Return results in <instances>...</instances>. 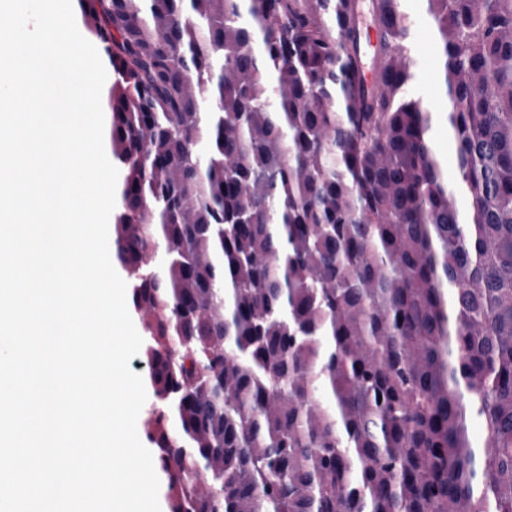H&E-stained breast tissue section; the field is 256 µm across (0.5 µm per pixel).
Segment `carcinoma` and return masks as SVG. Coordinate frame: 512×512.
Returning <instances> with one entry per match:
<instances>
[{"mask_svg":"<svg viewBox=\"0 0 512 512\" xmlns=\"http://www.w3.org/2000/svg\"><path fill=\"white\" fill-rule=\"evenodd\" d=\"M404 2L368 83L358 0H77L168 512H512V0H425L454 188ZM75 5H76V2L73 1L76 25H77L79 31L81 32V34L96 46V48L99 52V55L101 57V60H102L104 66L106 68V71H107V80L105 82V87H104V104H103V111H104V117H105L104 145H105V151H106L108 158L117 167V169L119 171V177H118V181H117V188L119 189V187L122 183V179H123V169L121 168L119 163L112 158V151H111L110 141H109L110 114H108V112H110L108 109V95H109V91L112 87V83L115 80V74L112 71V68L103 59L97 43L93 40V38L87 32V30L81 20L79 12L77 13V11H76ZM105 96H106V101H105ZM438 149L444 166L448 169V180L454 181L457 166L455 145L448 138V130L446 129H442L439 133Z\"/></svg>","mask_w":512,"mask_h":512,"instance_id":"carcinoma-1","label":"carcinoma"}]
</instances>
